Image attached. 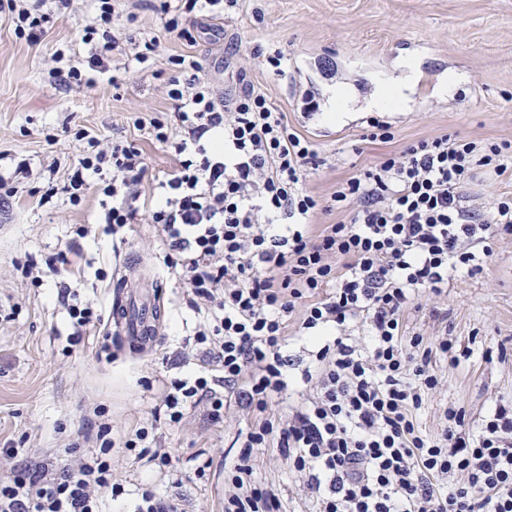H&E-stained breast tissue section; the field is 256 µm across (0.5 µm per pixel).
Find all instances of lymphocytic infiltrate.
<instances>
[{
  "label": "lymphocytic infiltrate",
  "mask_w": 512,
  "mask_h": 512,
  "mask_svg": "<svg viewBox=\"0 0 512 512\" xmlns=\"http://www.w3.org/2000/svg\"><path fill=\"white\" fill-rule=\"evenodd\" d=\"M81 22L89 55L57 49L52 73L72 91L109 72L119 47L117 0H95ZM73 0H7L15 35L40 45L50 14ZM165 31L191 38L184 15L223 13L224 0H161ZM163 84L170 111L149 120L172 167L142 199L149 172L134 142H102L77 130L88 148L63 190L81 202L102 194L105 234H125L139 213L159 227L170 277L187 288L205 319L194 331L199 374L158 380L169 424L202 409L208 424L231 407L250 418L229 467L224 512H282L278 489L253 476L254 452L286 456L316 512H512V403H499L471 432L464 407L440 412L437 434L418 416L442 383L434 355L458 366L453 339L407 334L415 297L442 295L448 271L483 272L490 240L512 237V196L481 212L467 188L478 172L499 175L512 163V141L482 143L443 134L387 155L337 184L336 210L350 222L312 234L319 201L303 187L323 160L263 93L221 95L202 77L197 55L172 58ZM299 313V338L313 358L305 405L273 417L269 407L287 382L288 318ZM360 324L367 345L351 342ZM112 443L67 459H24L0 483V512H103L119 497L109 457Z\"/></svg>",
  "instance_id": "f902f5d3"
}]
</instances>
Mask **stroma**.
I'll list each match as a JSON object with an SVG mask.
<instances>
[{"instance_id":"obj_1","label":"stroma","mask_w":512,"mask_h":512,"mask_svg":"<svg viewBox=\"0 0 512 512\" xmlns=\"http://www.w3.org/2000/svg\"><path fill=\"white\" fill-rule=\"evenodd\" d=\"M94 7V0H74L71 14L56 17L37 47L16 39L7 15L0 14V152L26 160L33 171L24 188L0 205V448L53 456L64 444H85L104 422L116 435L150 426L171 453L170 468L158 469L116 443L112 476L125 493L106 500L103 512H131L144 486L177 498L183 512H224V461L235 458L233 443L247 419L234 407L223 423L211 426L193 410L180 427L168 426L152 384L161 376L189 374V367L169 365L168 359L195 352L189 336L199 317L186 304L185 286L163 268L157 225H133L116 243L97 224L96 190L76 207L61 193L41 203L48 181L63 183L82 151L64 125L82 126L106 141L135 142L153 174L163 175L171 168L169 154L134 121L168 111L155 74L169 71L170 57L193 52L219 91L260 90L291 127L315 142L326 163L309 175L306 188L322 200L357 169L422 139L448 133L512 140V0H238L223 17H198L193 45L166 36L154 0H129L136 20L128 34L160 39L152 71L123 73L127 58L118 54L112 60L122 71L118 84L101 78L59 92L49 74L51 56L66 45L88 53L79 23ZM233 45L237 55H225ZM277 50L287 60L281 75L266 61ZM411 70L416 76L406 105L374 115L390 125L392 139L367 140L374 117L365 110L368 101L379 85L402 82ZM451 76L454 92L441 94ZM336 85L349 92L352 117L336 123L319 111L305 116V91L321 101ZM81 224L92 231L81 241L82 260L69 267L76 303L110 315L126 270L138 282L159 283L161 345L152 353L129 350L113 333L71 339L60 275L43 270L36 285L23 278L20 263L30 257L42 263L64 250ZM492 248L481 274L450 272L445 295L416 299L406 311L408 332L448 335L466 353L455 368L438 360L442 383L419 416L426 432L440 431L443 406H464L475 423L495 402H512V361L487 356L500 345L512 346V238L494 241ZM254 464L257 480L278 487L284 512H312L299 476L278 449L260 451Z\"/></svg>"}]
</instances>
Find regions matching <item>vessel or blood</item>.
<instances>
[{
    "mask_svg": "<svg viewBox=\"0 0 512 512\" xmlns=\"http://www.w3.org/2000/svg\"><path fill=\"white\" fill-rule=\"evenodd\" d=\"M160 310L153 291L143 289L130 297L118 298L112 308L111 323L132 344L146 350L157 342L155 329Z\"/></svg>",
    "mask_w": 512,
    "mask_h": 512,
    "instance_id": "b4317fda",
    "label": "vessel or blood"
}]
</instances>
